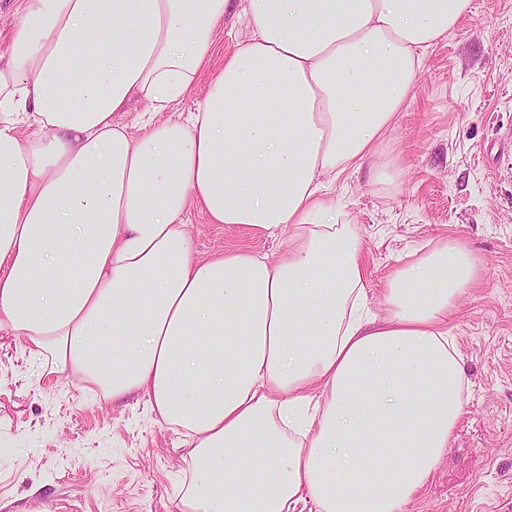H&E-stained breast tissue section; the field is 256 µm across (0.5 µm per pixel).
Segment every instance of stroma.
<instances>
[{
    "label": "stroma",
    "instance_id": "1",
    "mask_svg": "<svg viewBox=\"0 0 512 512\" xmlns=\"http://www.w3.org/2000/svg\"><path fill=\"white\" fill-rule=\"evenodd\" d=\"M248 33L226 16L209 68L157 120L203 101ZM511 131L512 0H472L425 53L408 108L373 158L394 159L398 178L376 182L366 165L326 184L362 237L372 315H385L390 272L432 243L464 240L487 265L448 321L468 380L464 411L408 512H512ZM186 221L199 259L240 249L274 257L288 240L211 223L194 205ZM188 450L144 394L109 404L76 378L41 376L24 339L0 331V512H185Z\"/></svg>",
    "mask_w": 512,
    "mask_h": 512
}]
</instances>
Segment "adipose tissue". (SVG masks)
Wrapping results in <instances>:
<instances>
[{
	"label": "adipose tissue",
	"mask_w": 512,
	"mask_h": 512,
	"mask_svg": "<svg viewBox=\"0 0 512 512\" xmlns=\"http://www.w3.org/2000/svg\"><path fill=\"white\" fill-rule=\"evenodd\" d=\"M470 7L19 0L0 52V331L105 400L148 395L192 441L189 512H406L441 461L466 386L448 317L485 264L439 241L370 317L361 236L322 178L373 156ZM228 14L250 36L188 118L136 139L113 123L135 98L179 102ZM192 204L288 245L196 259Z\"/></svg>",
	"instance_id": "1"
}]
</instances>
